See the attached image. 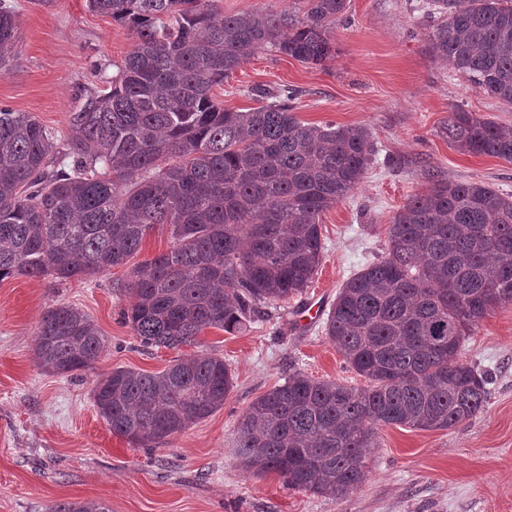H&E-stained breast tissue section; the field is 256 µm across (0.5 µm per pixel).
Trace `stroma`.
Masks as SVG:
<instances>
[{
	"instance_id": "obj_1",
	"label": "stroma",
	"mask_w": 512,
	"mask_h": 512,
	"mask_svg": "<svg viewBox=\"0 0 512 512\" xmlns=\"http://www.w3.org/2000/svg\"><path fill=\"white\" fill-rule=\"evenodd\" d=\"M11 2L21 41L16 64L0 72V105L32 113L66 146L79 90L105 87L135 37L85 0ZM424 4L347 0L325 65L262 51L214 88L221 106L238 111L256 107L252 88L291 86L301 121L364 128L374 148L358 186L320 218L313 281L265 320L234 333L206 330L191 346L146 348L121 317L127 299L116 284L129 266L62 283L0 281V512L85 501L109 512H512V305L491 312L462 348L464 362L491 375L484 410L449 430L381 427L368 476L346 498L246 470L233 448L243 411L293 371L365 386L326 336L327 314L348 278L384 258L387 225L428 189L429 172L512 195V162L461 153L443 132L456 108L511 127L512 106L431 58L435 20ZM60 304L87 314L108 340L92 370L60 376L37 363L38 321ZM197 354L224 358L234 375L222 408L152 449L112 434L91 398L98 374L156 373Z\"/></svg>"
}]
</instances>
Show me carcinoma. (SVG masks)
<instances>
[{"instance_id": "cac0c4a2", "label": "carcinoma", "mask_w": 512, "mask_h": 512, "mask_svg": "<svg viewBox=\"0 0 512 512\" xmlns=\"http://www.w3.org/2000/svg\"><path fill=\"white\" fill-rule=\"evenodd\" d=\"M136 42L106 89H82L67 152L29 112L0 106V280L59 282L125 265L158 228L172 247L118 285L123 318L146 347L237 332L301 294L322 257L320 217L359 184L373 147L362 128L312 125L298 93L258 91L245 112L213 87L271 47L303 64L336 53L346 0H306L304 18L218 15L213 0H86ZM439 16L432 57L512 105V0H428ZM17 13L0 0V70L18 60ZM459 151L512 161V128L456 109L444 127ZM387 225L386 256L340 288L325 331L364 387L301 372L256 398L235 428V452L290 489L341 500L367 478L386 425L447 430L483 410L488 376L460 359L466 336L512 304V196L483 182L430 175ZM107 338L59 305L37 329L39 365L93 368ZM223 359L189 356L157 373L118 368L92 398L113 434L151 448L224 406ZM53 512H108L95 502Z\"/></svg>"}]
</instances>
